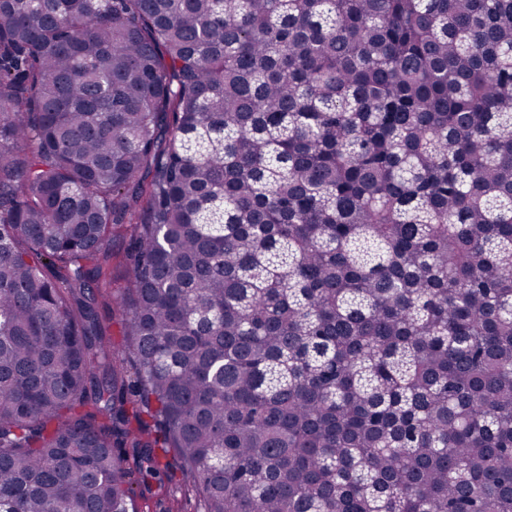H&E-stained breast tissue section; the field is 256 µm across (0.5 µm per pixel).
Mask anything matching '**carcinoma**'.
I'll use <instances>...</instances> for the list:
<instances>
[{
    "label": "carcinoma",
    "mask_w": 512,
    "mask_h": 512,
    "mask_svg": "<svg viewBox=\"0 0 512 512\" xmlns=\"http://www.w3.org/2000/svg\"><path fill=\"white\" fill-rule=\"evenodd\" d=\"M131 462L512 512V0H0V512Z\"/></svg>",
    "instance_id": "carcinoma-1"
}]
</instances>
